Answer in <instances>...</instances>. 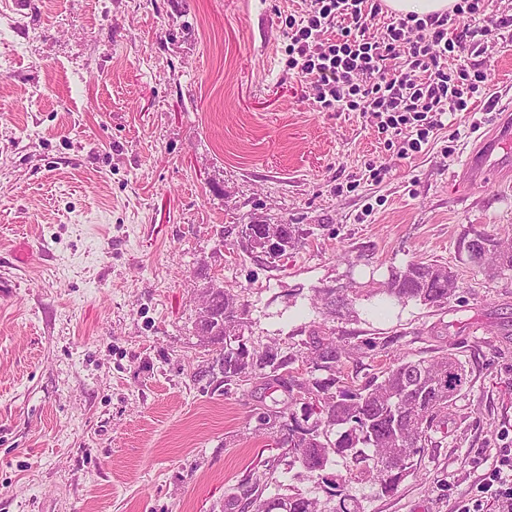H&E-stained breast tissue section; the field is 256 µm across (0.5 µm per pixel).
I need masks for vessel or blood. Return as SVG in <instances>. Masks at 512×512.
Here are the masks:
<instances>
[{"mask_svg":"<svg viewBox=\"0 0 512 512\" xmlns=\"http://www.w3.org/2000/svg\"><path fill=\"white\" fill-rule=\"evenodd\" d=\"M462 169L474 183L512 170V115L500 119L492 134L467 153Z\"/></svg>","mask_w":512,"mask_h":512,"instance_id":"1","label":"vessel or blood"}]
</instances>
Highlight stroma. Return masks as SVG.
Masks as SVG:
<instances>
[{
	"label": "stroma",
	"mask_w": 512,
	"mask_h": 512,
	"mask_svg": "<svg viewBox=\"0 0 512 512\" xmlns=\"http://www.w3.org/2000/svg\"><path fill=\"white\" fill-rule=\"evenodd\" d=\"M302 6L0 0V19L29 21L0 39V512H224L262 474L268 494L327 498L274 445L287 393L225 385L198 334L213 280L239 293L247 347L278 346L302 380L315 322L360 345L343 368L360 384L400 358L465 362L470 384L394 493L328 465L364 512H456L512 448V271L459 252L476 231L512 238V176L461 181L512 103V34L449 60L485 92L402 156L394 131L320 108L289 74ZM257 220L298 226L300 244L250 249ZM419 259L457 274L442 309L360 297L337 318L317 297Z\"/></svg>",
	"instance_id": "obj_1"
}]
</instances>
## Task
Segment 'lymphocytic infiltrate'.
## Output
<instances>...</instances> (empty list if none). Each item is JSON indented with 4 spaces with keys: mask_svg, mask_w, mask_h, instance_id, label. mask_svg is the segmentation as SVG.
<instances>
[{
    "mask_svg": "<svg viewBox=\"0 0 512 512\" xmlns=\"http://www.w3.org/2000/svg\"><path fill=\"white\" fill-rule=\"evenodd\" d=\"M382 11L383 0H310L286 21L288 69L315 89L320 108L381 117L384 130L412 124L405 145L418 153L446 112L467 111L485 80L449 71V56L481 49L484 37L512 27V17L494 13L489 0H456L449 11L397 18L375 38L368 30ZM475 17L483 21L478 31L461 27ZM400 57L406 72L391 73L390 61ZM480 485L498 512H512V450L492 456Z\"/></svg>",
    "mask_w": 512,
    "mask_h": 512,
    "instance_id": "lymphocytic-infiltrate-1",
    "label": "lymphocytic infiltrate"
}]
</instances>
